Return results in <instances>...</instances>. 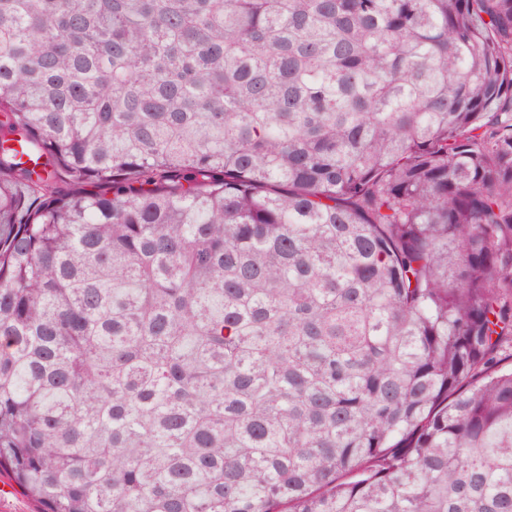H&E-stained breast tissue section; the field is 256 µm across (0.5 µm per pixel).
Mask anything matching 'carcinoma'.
Returning <instances> with one entry per match:
<instances>
[{
  "label": "carcinoma",
  "instance_id": "cac0c4a2",
  "mask_svg": "<svg viewBox=\"0 0 512 512\" xmlns=\"http://www.w3.org/2000/svg\"><path fill=\"white\" fill-rule=\"evenodd\" d=\"M512 0H0V474L35 512H512Z\"/></svg>",
  "mask_w": 512,
  "mask_h": 512
}]
</instances>
